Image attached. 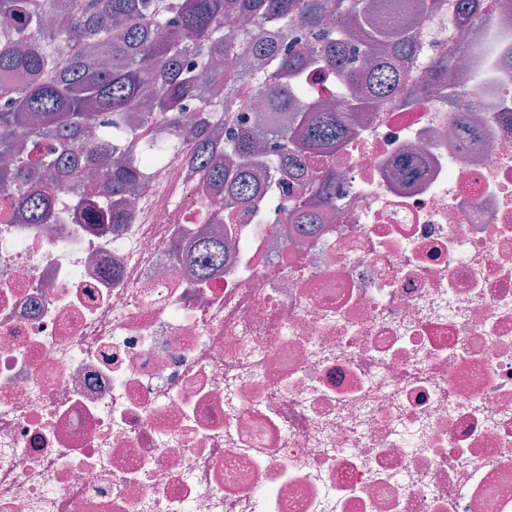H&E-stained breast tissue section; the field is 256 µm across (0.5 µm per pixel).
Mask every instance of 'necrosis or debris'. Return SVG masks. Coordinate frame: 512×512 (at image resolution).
Here are the masks:
<instances>
[{
	"mask_svg": "<svg viewBox=\"0 0 512 512\" xmlns=\"http://www.w3.org/2000/svg\"><path fill=\"white\" fill-rule=\"evenodd\" d=\"M422 4L408 92L248 203L184 148L122 224L0 196V512H512V0L480 82L449 0ZM241 99L220 112L274 143L291 114ZM320 100L351 103L334 67L305 77ZM202 232L230 246L204 281Z\"/></svg>",
	"mask_w": 512,
	"mask_h": 512,
	"instance_id": "obj_1",
	"label": "necrosis or debris"
}]
</instances>
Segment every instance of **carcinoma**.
Masks as SVG:
<instances>
[{
	"label": "carcinoma",
	"instance_id": "carcinoma-1",
	"mask_svg": "<svg viewBox=\"0 0 512 512\" xmlns=\"http://www.w3.org/2000/svg\"><path fill=\"white\" fill-rule=\"evenodd\" d=\"M466 29L484 14L481 0H451ZM257 22L245 33L224 29L226 14ZM419 21L415 0H0V192L16 195L29 224L58 211L63 183L104 177L108 197L86 193L74 209L123 223L115 200L129 194L173 149L150 136L148 123L176 127L178 115L197 107L193 165L211 184L233 182L244 201L256 191L254 135L231 126L221 137L208 111L206 87L236 91L249 79L265 88L270 112L288 111L298 79L321 61L351 88L350 111L404 87L417 52L408 34ZM293 25L304 45L277 47L260 26ZM272 66L271 81L232 70V57ZM350 132L339 113L314 104L279 132L270 163L296 165L306 155L333 151ZM141 137V156L124 154L127 138ZM331 180L318 199L301 201L292 223L312 224L327 205ZM194 274L209 276L224 263V240L200 242Z\"/></svg>",
	"mask_w": 512,
	"mask_h": 512
}]
</instances>
